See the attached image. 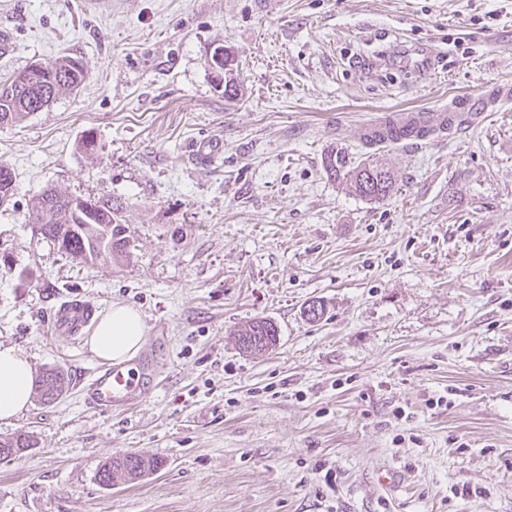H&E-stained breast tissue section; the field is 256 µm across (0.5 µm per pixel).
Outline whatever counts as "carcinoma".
Here are the masks:
<instances>
[{
    "mask_svg": "<svg viewBox=\"0 0 512 512\" xmlns=\"http://www.w3.org/2000/svg\"><path fill=\"white\" fill-rule=\"evenodd\" d=\"M49 77L11 95L0 96V125L15 123L33 112L43 110L60 94L81 87L88 74L81 59L64 55L45 63ZM325 170L336 178L343 177L358 196L370 201L387 198L393 188L391 172L378 161L349 164L338 154L327 156ZM29 217L39 225L40 234L53 241L59 249L76 259L86 260L102 255L112 256L127 246L123 228L112 215V208L98 205L94 221L83 220L71 208V196L48 188L35 195ZM276 324L266 318L254 319L236 333L238 348L250 354H260L277 343ZM64 376L58 371L42 375L38 388L44 400L52 402L62 392ZM34 446L28 438H0V451L14 449L20 455ZM161 467V463L142 454L128 452L115 456L98 468L100 481L110 486L116 479L132 481Z\"/></svg>",
    "mask_w": 512,
    "mask_h": 512,
    "instance_id": "obj_1",
    "label": "carcinoma"
}]
</instances>
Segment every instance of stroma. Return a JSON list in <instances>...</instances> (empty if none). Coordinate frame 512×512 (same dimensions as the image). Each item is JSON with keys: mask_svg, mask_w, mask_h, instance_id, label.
I'll return each mask as SVG.
<instances>
[{"mask_svg": "<svg viewBox=\"0 0 512 512\" xmlns=\"http://www.w3.org/2000/svg\"><path fill=\"white\" fill-rule=\"evenodd\" d=\"M0 28V80L63 54L88 72L0 125V345L65 378L0 422L34 442L0 457V512H512V0H0ZM451 102L480 120L416 147L363 136ZM336 152L382 159L390 195L328 176ZM48 186L111 206L125 253L43 239ZM69 299L141 312L157 380L127 410L85 402L101 361L89 331H53ZM258 317L279 342L249 356L233 333ZM127 451L162 466L102 486Z\"/></svg>", "mask_w": 512, "mask_h": 512, "instance_id": "1", "label": "stroma"}]
</instances>
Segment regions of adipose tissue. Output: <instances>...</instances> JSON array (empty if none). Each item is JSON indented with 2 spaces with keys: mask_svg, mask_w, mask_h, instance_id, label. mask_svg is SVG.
<instances>
[{
  "mask_svg": "<svg viewBox=\"0 0 512 512\" xmlns=\"http://www.w3.org/2000/svg\"><path fill=\"white\" fill-rule=\"evenodd\" d=\"M146 326L139 311L115 303L100 316L89 338L92 352L105 362L132 359L145 343ZM33 370L11 347L0 346V420L17 417L31 404Z\"/></svg>",
  "mask_w": 512,
  "mask_h": 512,
  "instance_id": "1",
  "label": "adipose tissue"
}]
</instances>
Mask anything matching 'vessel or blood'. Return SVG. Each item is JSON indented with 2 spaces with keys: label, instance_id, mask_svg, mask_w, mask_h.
Here are the masks:
<instances>
[{
  "label": "vessel or blood",
  "instance_id": "1",
  "mask_svg": "<svg viewBox=\"0 0 512 512\" xmlns=\"http://www.w3.org/2000/svg\"><path fill=\"white\" fill-rule=\"evenodd\" d=\"M459 120L460 115L456 112H391L381 117L378 124L368 125L365 137L367 140H374L376 130L382 128L390 131L392 143L414 144L418 138L410 134V127L417 126L444 133L458 127ZM91 314L92 309L85 302L73 300L61 303L55 310L54 327L72 334L81 333L89 324ZM150 373L151 367L145 362L135 368L111 365L96 369L90 379L86 400L96 408L125 407L137 398Z\"/></svg>",
  "mask_w": 512,
  "mask_h": 512
}]
</instances>
